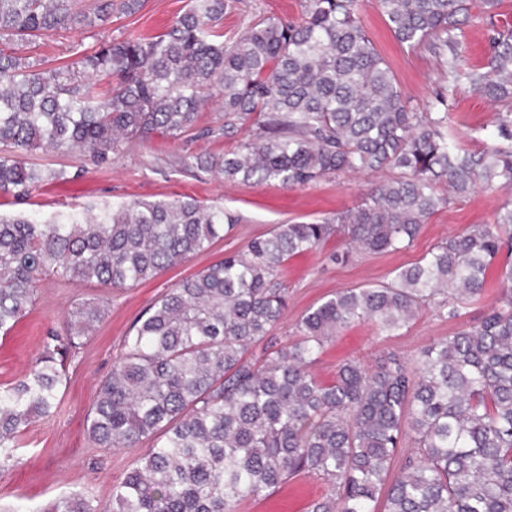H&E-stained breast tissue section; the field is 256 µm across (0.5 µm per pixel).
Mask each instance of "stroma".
<instances>
[{"label": "stroma", "mask_w": 512, "mask_h": 512, "mask_svg": "<svg viewBox=\"0 0 512 512\" xmlns=\"http://www.w3.org/2000/svg\"><path fill=\"white\" fill-rule=\"evenodd\" d=\"M304 4L305 0H230L224 14V34L235 36L261 16L298 19ZM187 5L188 0H144L136 16L113 19L107 30L115 37L131 30L157 35ZM359 11L366 32L393 70L412 111L446 109L463 144L470 149L481 148L484 131L492 127L499 105L480 96L466 81H444V64L438 55L400 44L389 30L377 0H359ZM510 27L512 0H501L491 12L483 9L480 0H474L461 37L463 67L484 64L492 37ZM92 43V38L83 31L63 38L49 35L38 40L31 56L53 65L68 63ZM232 146V140L225 138L185 142L157 135L134 143L105 168L95 166L77 152L57 155L41 149L20 151L19 157L24 161L63 168L76 173L77 178L45 186L21 203L1 196L0 213L4 215L31 213L48 218L76 205L105 208L133 197H190L206 205H222L238 222L208 251L134 287L89 286L78 280L58 282L52 278L39 282L29 314L6 339H0L1 387L20 377L39 352L42 337L48 331L61 329L76 303L103 298L108 302V310L87 343L67 360V382L55 412L28 427L13 460L0 468L1 505L21 500L40 507L71 493L105 500L113 484L136 467L140 453L95 447L88 439L86 422L97 385L122 353L123 340L133 324L167 289L223 258L225 253L245 250L251 239L266 234L277 224L335 218L356 206L380 180L376 174H347L285 188L275 182L227 183L215 173L186 172L174 164L175 159L186 154H221ZM511 197L512 188H500L452 199L428 219L413 244L399 252H358L349 261L336 263L330 256L344 247L343 237L337 235L313 252L291 257L279 273L288 290V307L272 328V335L289 341L297 323L312 306L338 290L389 280L394 269L418 262L449 235L472 224L492 223L499 205ZM498 288L499 272L493 268L488 272L482 296L468 303L461 318L449 321L426 309L397 336L378 334L367 323L352 324L325 345L314 370L321 380L328 382L333 379L337 365L346 361L368 364L387 351L415 357L432 341L476 322L496 297ZM328 490L322 479L302 473L272 495L242 502L238 512H308L309 505Z\"/></svg>", "instance_id": "35a3bbf8"}]
</instances>
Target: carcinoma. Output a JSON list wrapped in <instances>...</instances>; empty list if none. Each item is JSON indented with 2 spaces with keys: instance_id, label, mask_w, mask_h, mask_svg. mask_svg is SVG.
Wrapping results in <instances>:
<instances>
[{
  "instance_id": "carcinoma-1",
  "label": "carcinoma",
  "mask_w": 512,
  "mask_h": 512,
  "mask_svg": "<svg viewBox=\"0 0 512 512\" xmlns=\"http://www.w3.org/2000/svg\"><path fill=\"white\" fill-rule=\"evenodd\" d=\"M144 0H0V42L32 44L85 30L95 44L64 65L0 49V195L27 197L64 182L15 152L79 151L107 166L154 134L245 136L224 154L179 166L227 182L306 185L328 174L392 176L336 220L278 224L166 290L124 338L87 419L101 448L143 449L110 499L75 495L39 512H238L300 473L327 481L310 512H512V201L491 224L448 236L390 280L336 292L311 308L297 335L269 336L287 308L276 276L289 257L341 234L358 251L408 247L453 197L512 185V112H500L478 150L463 147L448 113L409 111L395 75L366 34L359 0H305L297 21L261 18L224 39L225 0H189L160 35L109 37L94 28L132 17ZM472 0H378L395 38L447 56L443 78L512 101V31L483 66L460 67L458 34ZM111 88L101 91V84ZM219 95L223 122L198 126ZM234 226L193 198H131L96 213L49 220L0 217V334L7 335L51 275L126 288L208 250ZM499 264V296L475 323L433 341L412 361L387 352L349 361L325 384L313 371L344 328L385 336L426 307L456 320ZM103 303L75 306L40 354L0 390V467L20 436L60 402L64 364L104 319ZM266 342L256 355L252 347ZM414 448L398 474L403 447Z\"/></svg>"
}]
</instances>
